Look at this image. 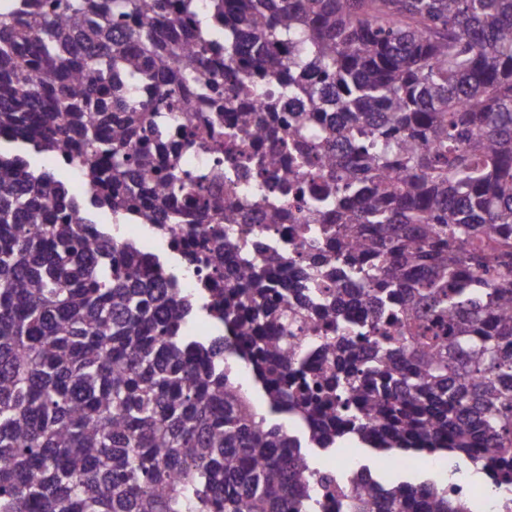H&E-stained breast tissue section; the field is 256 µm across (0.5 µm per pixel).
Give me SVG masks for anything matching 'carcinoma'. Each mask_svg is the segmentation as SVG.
I'll use <instances>...</instances> for the list:
<instances>
[{"mask_svg": "<svg viewBox=\"0 0 512 512\" xmlns=\"http://www.w3.org/2000/svg\"><path fill=\"white\" fill-rule=\"evenodd\" d=\"M192 19L197 49L167 43ZM224 43L210 48L212 37ZM288 49L283 61L277 48ZM276 80L278 95L238 120L280 143L302 182L306 231L336 244L301 255L296 301L245 263L224 291V327L249 338L268 413L234 383L227 349L191 335L197 304L142 273V257L81 225L121 218L156 175L154 203L190 193L193 174L163 149H131L184 102L181 86L228 111L221 68ZM165 82L155 100L124 93ZM301 107L288 138L274 123ZM341 110L340 136L329 117ZM221 141L222 123H201ZM0 134L72 164L103 196L77 197L52 169L0 152V512H318L310 448L354 439L383 456L468 460L512 492V0H0ZM326 185L306 194L312 161ZM391 173L404 186L385 185ZM203 216L224 197L196 194ZM360 285L370 316L342 317L340 289ZM305 322L327 368L309 374ZM306 424V440L272 415ZM289 449L288 455L278 449ZM336 486L342 512H478L437 480Z\"/></svg>", "mask_w": 512, "mask_h": 512, "instance_id": "obj_1", "label": "carcinoma"}]
</instances>
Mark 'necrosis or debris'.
Masks as SVG:
<instances>
[{
  "label": "necrosis or debris",
  "instance_id": "4bbe7bcc",
  "mask_svg": "<svg viewBox=\"0 0 512 512\" xmlns=\"http://www.w3.org/2000/svg\"><path fill=\"white\" fill-rule=\"evenodd\" d=\"M223 128L225 151L244 160V167L219 178L212 174L210 150L184 148L172 152L171 158L179 168L208 174L209 191L223 196L225 205L234 213L236 224L249 225L247 248L238 247L235 234L228 231L224 234L227 242L224 250L202 253L199 243L211 235L213 227L200 218L184 195L171 196L165 204L168 213L178 214L179 223L161 224L150 217L152 196L147 193L136 207L140 219L131 224L113 225L111 233L114 242L133 246L145 256L154 258L162 252L175 255L176 263L163 270L166 280L176 282L190 295L203 296L205 313L218 333L224 330V292L237 287V275L243 263L274 271L279 287L291 289L303 273L299 254L313 247L311 238L302 233L305 209L294 194L282 191L286 177L291 174L288 166H280L272 179L266 181L247 165L248 159L271 152L269 139L239 131L237 115L233 112L225 113ZM273 202L282 212L280 223L275 225L265 221L268 206Z\"/></svg>",
  "mask_w": 512,
  "mask_h": 512
}]
</instances>
